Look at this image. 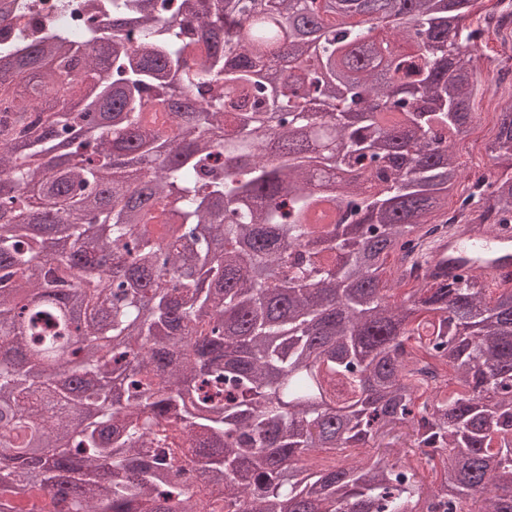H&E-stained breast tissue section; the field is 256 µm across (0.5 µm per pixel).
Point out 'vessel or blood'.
<instances>
[{
  "label": "vessel or blood",
  "instance_id": "vessel-or-blood-1",
  "mask_svg": "<svg viewBox=\"0 0 512 512\" xmlns=\"http://www.w3.org/2000/svg\"><path fill=\"white\" fill-rule=\"evenodd\" d=\"M419 266L427 280L447 282L479 273L498 282L512 283V224L483 230L456 226L424 245Z\"/></svg>",
  "mask_w": 512,
  "mask_h": 512
}]
</instances>
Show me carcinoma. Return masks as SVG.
<instances>
[{"mask_svg": "<svg viewBox=\"0 0 512 512\" xmlns=\"http://www.w3.org/2000/svg\"><path fill=\"white\" fill-rule=\"evenodd\" d=\"M478 2L112 0L79 43L0 0V450L48 459L0 512H512V287L379 276L461 178Z\"/></svg>", "mask_w": 512, "mask_h": 512, "instance_id": "1", "label": "carcinoma"}]
</instances>
